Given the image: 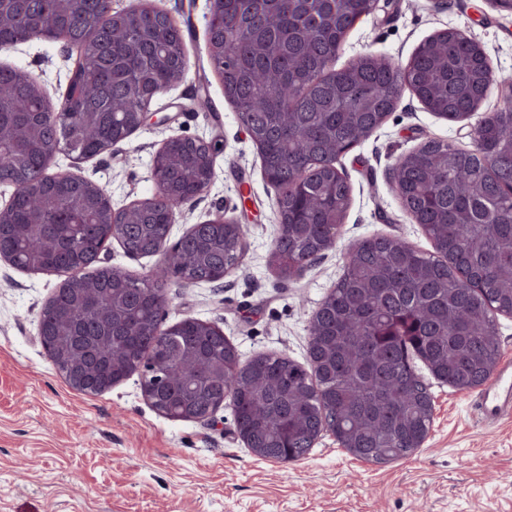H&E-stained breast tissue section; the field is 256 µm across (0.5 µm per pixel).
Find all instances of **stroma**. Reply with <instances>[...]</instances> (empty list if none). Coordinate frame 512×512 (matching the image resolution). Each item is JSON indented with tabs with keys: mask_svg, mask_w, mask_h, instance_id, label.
I'll use <instances>...</instances> for the list:
<instances>
[{
	"mask_svg": "<svg viewBox=\"0 0 512 512\" xmlns=\"http://www.w3.org/2000/svg\"><path fill=\"white\" fill-rule=\"evenodd\" d=\"M151 3L177 21L189 61L183 81L154 103L167 124L145 126L87 160L56 153L51 169L109 183L120 207L154 193L152 159L166 137L215 143L214 181L184 206L170 238L221 214L247 224V247L223 285L172 281L163 324L192 316L219 326L243 359L282 354L306 363L308 321L356 240L389 236L432 249L390 182L397 158L428 139L471 148L477 120L436 115L403 92L383 125L337 162L352 204L335 246L282 280L269 264L277 192L209 65V0ZM448 27L479 41L496 74L512 75V12L493 0H379L333 66L366 52L407 62L420 42ZM75 58L64 42L33 40L0 53V65L24 68L55 102ZM61 281L0 260V512H512V418L482 424L472 391L433 378L427 439L387 464L354 458L328 434L298 462L261 459L239 438L230 406L212 425L169 419L147 403L135 374L96 397L73 390L38 336L40 311Z\"/></svg>",
	"mask_w": 512,
	"mask_h": 512,
	"instance_id": "stroma-1",
	"label": "stroma"
}]
</instances>
